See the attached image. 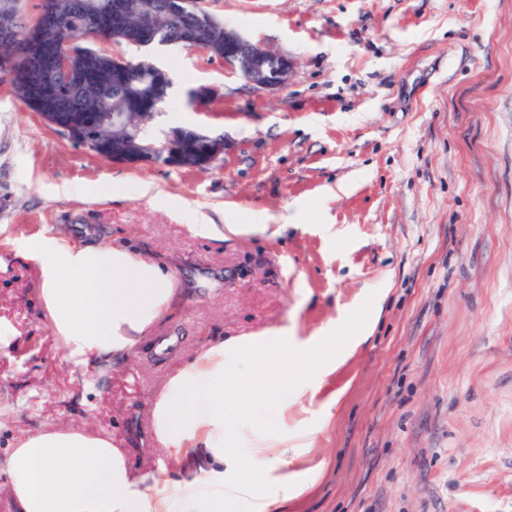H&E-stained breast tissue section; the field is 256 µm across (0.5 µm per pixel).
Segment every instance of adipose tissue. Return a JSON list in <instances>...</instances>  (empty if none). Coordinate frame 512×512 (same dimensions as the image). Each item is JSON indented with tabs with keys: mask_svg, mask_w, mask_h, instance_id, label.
I'll use <instances>...</instances> for the list:
<instances>
[{
	"mask_svg": "<svg viewBox=\"0 0 512 512\" xmlns=\"http://www.w3.org/2000/svg\"><path fill=\"white\" fill-rule=\"evenodd\" d=\"M22 255L36 264L40 299L66 361L107 372L127 360L140 338L174 301L169 270L109 243H84L40 231ZM328 360L299 347L281 329L216 343L170 376L152 405L154 433L196 474L147 494L111 435L68 424L26 434L0 460V492L17 512H271L287 481L269 474L288 456L249 422L229 393L243 379L273 396L321 378ZM256 478L242 479L244 466Z\"/></svg>",
	"mask_w": 512,
	"mask_h": 512,
	"instance_id": "adipose-tissue-1",
	"label": "adipose tissue"
}]
</instances>
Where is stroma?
I'll list each match as a JSON object with an SVG mask.
<instances>
[{"mask_svg": "<svg viewBox=\"0 0 512 512\" xmlns=\"http://www.w3.org/2000/svg\"><path fill=\"white\" fill-rule=\"evenodd\" d=\"M203 7L292 58L288 85L199 49L110 51L170 73L160 124L223 134L209 169L102 159L0 79V454L63 421L126 439L145 488L179 481L150 414L167 378L285 326L336 365L284 401L251 389L249 417L298 448L275 512H512V0ZM200 212L269 222L210 239ZM42 229L166 263L177 286L94 395L18 253Z\"/></svg>", "mask_w": 512, "mask_h": 512, "instance_id": "1", "label": "stroma"}]
</instances>
